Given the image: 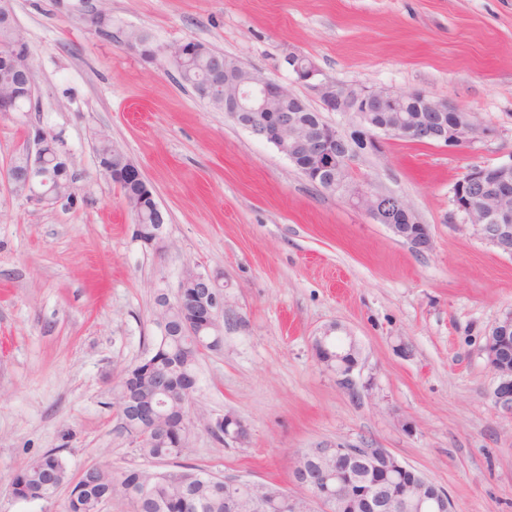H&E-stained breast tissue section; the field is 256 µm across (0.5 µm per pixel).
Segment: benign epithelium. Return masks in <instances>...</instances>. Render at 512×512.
<instances>
[{
    "label": "benign epithelium",
    "instance_id": "7a95c632",
    "mask_svg": "<svg viewBox=\"0 0 512 512\" xmlns=\"http://www.w3.org/2000/svg\"><path fill=\"white\" fill-rule=\"evenodd\" d=\"M193 42H182L169 47H158L147 61L160 57L168 62L181 61L190 55ZM288 67L296 81L314 94L328 112H338L356 127L355 136L348 137L336 126L313 127L302 122L298 112L303 110V98L295 95L277 80L250 69L244 79L234 77V68L241 62L226 57L215 64L211 77L202 91L208 100L224 102L226 112L242 127L256 133L255 119L271 125L262 131L263 140L272 143L313 184L328 191H342L349 202L364 212L375 223L385 225L395 236L402 237L401 228L409 225L414 233L405 238L419 252L430 249L431 235L415 211L400 197L371 191L350 179L353 159L360 149L376 150L383 135L404 136L418 144H438L459 147L487 134L477 126L470 115L445 102L435 101L421 92L415 93L416 103L406 107L407 95L365 85L344 86L324 74L308 57L290 55ZM23 84L29 87V96L35 94V76L27 55L18 52L0 53V112L14 111V93L11 88ZM376 112H398L399 121L393 126L374 120ZM69 163V157L59 146L58 137L43 128L27 135L26 149L8 171L9 180L35 204H50L72 198V182L56 179L51 186L42 180V169L49 164ZM100 171L108 179L141 182L146 185L139 168L132 162L115 172L105 164ZM452 203L466 222L473 225L481 237L502 252L512 255V163L467 169L453 186ZM173 304L188 305L193 310L190 320L182 329L193 336L221 335L223 326L219 317L224 315V290L217 278L194 269L185 271ZM335 324L325 327L314 337L312 347L317 361L324 365L336 362L329 371L339 384L349 391L358 390L354 371L360 355H349L342 347L331 351ZM512 338V312L504 316L487 337L483 351L487 364L496 372L498 383L492 400L498 412L512 418V370L506 371L499 361L501 345ZM120 409L137 415L140 429H154V418L159 412L156 405L142 406L131 396L123 395ZM225 435L238 441L246 438V425L232 417L224 422ZM298 455L305 464L295 465L291 482L299 486L303 495L288 499L292 512H310V504L321 506V512H334L335 500L344 497L363 502L365 512H392L396 486L401 479H410L419 486L420 505L428 512H454L448 493L436 489L429 480L402 463L389 449H381L376 477L369 484L358 482L352 466L375 461L370 448H342L323 444L316 448H303Z\"/></svg>",
    "mask_w": 512,
    "mask_h": 512
}]
</instances>
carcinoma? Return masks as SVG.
Here are the masks:
<instances>
[{"label": "carcinoma", "instance_id": "carcinoma-1", "mask_svg": "<svg viewBox=\"0 0 512 512\" xmlns=\"http://www.w3.org/2000/svg\"><path fill=\"white\" fill-rule=\"evenodd\" d=\"M212 53L214 49L208 47L174 64L182 82L199 90L208 80ZM120 188L123 198L140 204L139 221L146 226L155 224V210L151 204L142 202L141 190L134 184H122ZM185 315L186 310L179 307L167 311V323L158 328V341L148 355L151 367H130L119 382L125 392L162 402L167 428L132 442L144 458L172 461L174 465L162 471L128 468L119 479L112 476L111 469L100 466L78 495L69 499V512H100L102 501L119 484L129 491L126 499L139 504L142 512H288L285 494L274 484L267 485L264 500L258 504L256 495L247 493L244 483H226L218 493L209 473L177 462L186 450L184 441L189 439L184 421V389L197 382L196 365L202 350L218 349L217 344L210 343L209 336L180 334L179 325ZM67 482L63 460L49 451L31 460L14 476L10 492L24 501L48 500Z\"/></svg>", "mask_w": 512, "mask_h": 512}]
</instances>
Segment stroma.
<instances>
[{"instance_id": "1", "label": "stroma", "mask_w": 512, "mask_h": 512, "mask_svg": "<svg viewBox=\"0 0 512 512\" xmlns=\"http://www.w3.org/2000/svg\"><path fill=\"white\" fill-rule=\"evenodd\" d=\"M11 0L36 80L29 112H0V512H64L8 492L50 450L69 479L143 466L113 391L158 336V294L185 268L218 271L223 344L196 367L195 416L242 418L244 442L192 431L184 463L292 490L294 453L386 448L445 489L455 512H512V419L482 352L512 312V256L452 204L469 167L512 163V0ZM102 7V34L82 20ZM199 41L275 78L313 109L285 59L309 57L343 85L424 92L472 113L480 140L448 148L395 136L359 151L355 182L408 202L419 252L309 182L274 145L200 99L166 60L126 49ZM35 127L60 134L75 202L38 206L7 171ZM109 138L140 169L167 248L136 240L119 187L99 169ZM346 328L363 348L359 395L322 367L312 339Z\"/></svg>"}]
</instances>
